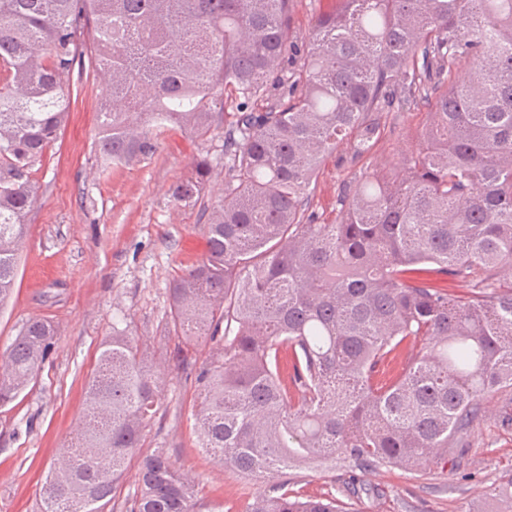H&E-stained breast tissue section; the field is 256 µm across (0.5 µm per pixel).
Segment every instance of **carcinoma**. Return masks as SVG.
<instances>
[{"label":"carcinoma","instance_id":"1","mask_svg":"<svg viewBox=\"0 0 512 512\" xmlns=\"http://www.w3.org/2000/svg\"><path fill=\"white\" fill-rule=\"evenodd\" d=\"M293 7L0 0V303L27 238L33 168L91 49L109 89L103 160L153 156L171 123L202 141L224 134L206 254L168 288L175 333L212 342L194 374L202 453L263 480L248 512H342L288 488V469L444 468L481 394L512 389V0H336L306 45L291 35ZM418 106L427 120L404 173L366 166L320 223L311 185L325 158L345 141L352 160L371 156L390 111ZM211 168L200 158L173 200L200 203ZM54 336L45 319L25 323L0 356V407L38 375ZM402 347V372L381 382ZM163 390L150 348L124 330L101 343L42 512H106L134 458L125 512H196L194 479L166 449L141 452Z\"/></svg>","mask_w":512,"mask_h":512}]
</instances>
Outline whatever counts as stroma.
Instances as JSON below:
<instances>
[{"instance_id":"stroma-1","label":"stroma","mask_w":512,"mask_h":512,"mask_svg":"<svg viewBox=\"0 0 512 512\" xmlns=\"http://www.w3.org/2000/svg\"><path fill=\"white\" fill-rule=\"evenodd\" d=\"M105 96L93 65H85L69 86L58 137L33 170L41 188L27 216L13 293L0 306V353L31 318L50 321L56 336L36 382L0 408V512H37L41 484L83 411L99 345L113 327L128 328L158 352L179 343L167 326L169 284L203 258L206 237L197 209L174 203L171 186L208 153L214 162L204 199L215 205L224 196L219 136L201 143L175 127L151 158L105 162L97 150ZM425 120L419 109L395 114L371 163L401 166ZM353 174L333 157L321 167L313 208L322 221H334L337 189ZM164 372L166 411L147 431L145 450L166 449L173 466L194 478L202 512H246L261 482L204 457L193 430L198 392L183 370ZM482 406L481 421L449 455L447 469L306 466L291 470L293 488L334 496L343 512H490L512 476V426L502 423L512 414V392H487Z\"/></svg>"}]
</instances>
